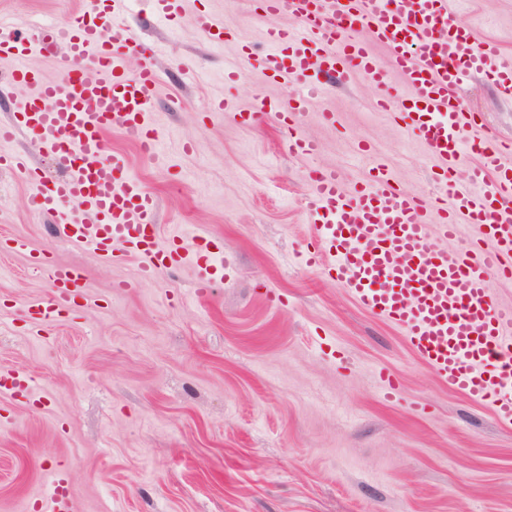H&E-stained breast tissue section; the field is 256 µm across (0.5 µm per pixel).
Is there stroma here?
Here are the masks:
<instances>
[{"label": "stroma", "instance_id": "1", "mask_svg": "<svg viewBox=\"0 0 512 512\" xmlns=\"http://www.w3.org/2000/svg\"><path fill=\"white\" fill-rule=\"evenodd\" d=\"M257 2L181 0L173 35L156 0L127 4L138 39L166 46L153 102L163 152L143 156L116 130L107 149L157 197L162 238L188 246L207 232L231 262L206 294L194 265L143 277L139 258L104 262L69 243L0 169V368L36 383L35 401L0 395V512L46 501L62 465L75 512H512V424L449 388L402 329L304 260L319 234L311 172L335 171L351 192L379 165L395 187L439 197L441 163L400 113L410 90L396 75L380 87L351 70L315 87L239 69L236 37L261 56L271 30L300 27ZM448 5L512 60V0ZM79 6L0 0V17L57 28ZM201 11L223 20V47L198 28ZM259 95L300 100L312 154L288 155L272 118L238 123ZM388 95L395 106L379 109ZM458 95L512 141V97L481 74ZM42 255L81 270L86 288L76 314L40 331L28 310L53 293ZM382 369L399 379L389 399Z\"/></svg>", "mask_w": 512, "mask_h": 512}]
</instances>
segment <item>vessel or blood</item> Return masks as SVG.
Here are the masks:
<instances>
[{
	"instance_id": "vessel-or-blood-1",
	"label": "vessel or blood",
	"mask_w": 512,
	"mask_h": 512,
	"mask_svg": "<svg viewBox=\"0 0 512 512\" xmlns=\"http://www.w3.org/2000/svg\"><path fill=\"white\" fill-rule=\"evenodd\" d=\"M304 24L303 32L276 29L270 39L277 49L262 57L240 46L243 66H261L280 79H313L319 74L363 73L385 86L398 73L409 86L414 109L408 117L430 155L444 164L439 183L452 199L454 212L485 228L493 246L450 253L429 232V206L396 189L384 172L371 187L347 193L336 174L312 179L311 212L320 237L311 242L307 263H320L328 275L350 288L359 305L402 328L410 347L449 387L492 409L512 423V308L491 294V277H512V166L503 162L512 143L493 145L487 138L462 141L465 114L456 96L463 77L484 72L502 94L512 95V64L499 60L494 43L476 44L469 29L446 0H341L324 9L322 0H262L265 10L280 4ZM368 27L373 38L392 48V67L383 69L359 35ZM0 21V58L10 59L13 82L29 86L31 95L18 107V126L44 137L60 179H46L21 154H0V168L24 175L32 185L30 206L50 215L63 237L89 246L102 259L115 253L144 258V276L193 261L200 270L199 293L223 275L212 260L209 235L196 236L192 248L178 240L160 243L155 198L128 173L121 158H107V136L120 130L148 153L157 145V131L148 122L161 74L155 61L161 45L137 42L133 26L118 6L101 8L98 0L71 16L59 30L70 73L44 80L27 59L45 53V39L28 41L4 35ZM111 28V40L99 32ZM136 52L140 65L127 72L124 58ZM296 102L255 100L240 120L250 123L274 117L292 155L314 151V143L293 125ZM476 155L467 182H460L456 161L462 149ZM43 278L53 287L51 300L33 307L39 320L70 314L82 293V271L43 262ZM35 382L18 370H0V394H32ZM53 512H72L64 474L50 489Z\"/></svg>"
}]
</instances>
